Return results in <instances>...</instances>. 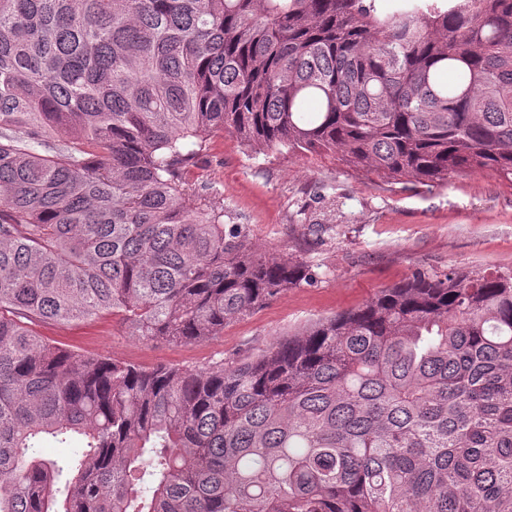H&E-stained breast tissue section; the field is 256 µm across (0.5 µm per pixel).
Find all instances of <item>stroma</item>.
Returning a JSON list of instances; mask_svg holds the SVG:
<instances>
[{"mask_svg":"<svg viewBox=\"0 0 512 512\" xmlns=\"http://www.w3.org/2000/svg\"><path fill=\"white\" fill-rule=\"evenodd\" d=\"M187 178L196 188L189 207L223 203L226 223L246 226L253 248L306 261L317 284L283 291L221 335L191 344L144 340L109 314L39 323L37 334L146 367L203 365L254 355L418 271L512 268V183L491 172H464L443 187L391 185L332 154H253L227 135L212 139Z\"/></svg>","mask_w":512,"mask_h":512,"instance_id":"obj_1","label":"stroma"}]
</instances>
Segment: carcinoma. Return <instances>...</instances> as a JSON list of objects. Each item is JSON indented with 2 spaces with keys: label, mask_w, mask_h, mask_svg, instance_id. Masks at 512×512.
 <instances>
[{
  "label": "carcinoma",
  "mask_w": 512,
  "mask_h": 512,
  "mask_svg": "<svg viewBox=\"0 0 512 512\" xmlns=\"http://www.w3.org/2000/svg\"><path fill=\"white\" fill-rule=\"evenodd\" d=\"M226 133L512 183V0H0V512H512V269L418 271L204 366L31 329L188 344L317 283L186 207Z\"/></svg>",
  "instance_id": "carcinoma-1"
}]
</instances>
